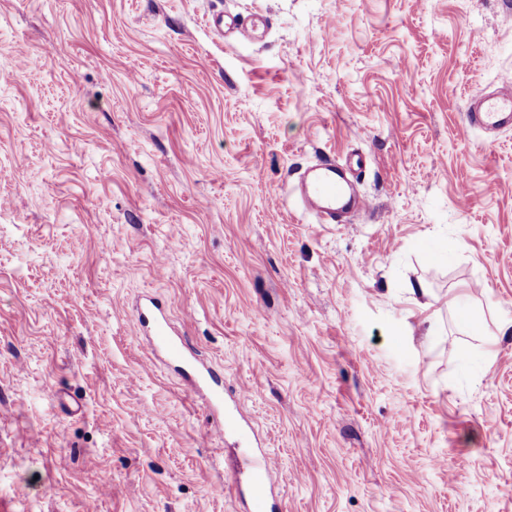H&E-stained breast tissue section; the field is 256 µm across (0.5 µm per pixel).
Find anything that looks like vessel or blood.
<instances>
[{"label":"vessel or blood","mask_w":512,"mask_h":512,"mask_svg":"<svg viewBox=\"0 0 512 512\" xmlns=\"http://www.w3.org/2000/svg\"><path fill=\"white\" fill-rule=\"evenodd\" d=\"M501 85V91L471 100L465 112V128H477L488 134L512 128V78H504ZM297 189L304 207L317 217L319 223H339L345 210L348 182L335 157L322 156L301 172ZM135 329L150 331L156 346L171 361L184 364L193 372L199 387L208 393L209 408L223 414L220 422L222 431L239 429L238 420L223 412L222 383L209 368L197 364L185 340L170 334L162 307L153 302L145 304L136 318ZM244 466L249 479V512H275L270 486L272 463L265 449L249 453L244 459Z\"/></svg>","instance_id":"1"}]
</instances>
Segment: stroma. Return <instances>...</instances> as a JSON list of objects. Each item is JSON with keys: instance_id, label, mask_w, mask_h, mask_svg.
Returning a JSON list of instances; mask_svg holds the SVG:
<instances>
[{"instance_id": "35a3bbf8", "label": "stroma", "mask_w": 512, "mask_h": 512, "mask_svg": "<svg viewBox=\"0 0 512 512\" xmlns=\"http://www.w3.org/2000/svg\"><path fill=\"white\" fill-rule=\"evenodd\" d=\"M509 73L512 0H0V512H243L248 444L281 512H512V129L460 131ZM298 193L320 224H338L346 208L348 182L335 156L324 155L299 174ZM138 332L148 330L154 336L155 345L164 351L167 357L174 362L186 365L194 374L200 388L208 393V406L213 411L221 412L218 436H223L224 431L240 430L241 424L234 417L229 416L226 407L224 409V386L204 365H198L196 359L187 349V342L181 338L173 337L168 330L165 311L153 301L145 304L134 326Z\"/></svg>"}]
</instances>
